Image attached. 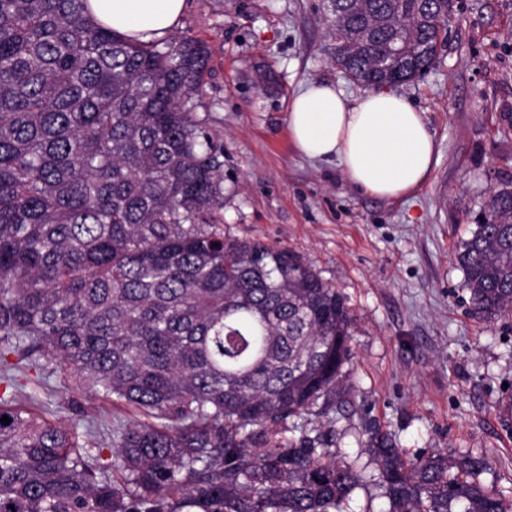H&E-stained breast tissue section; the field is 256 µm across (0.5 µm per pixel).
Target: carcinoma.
Returning a JSON list of instances; mask_svg holds the SVG:
<instances>
[{
  "label": "carcinoma",
  "instance_id": "carcinoma-1",
  "mask_svg": "<svg viewBox=\"0 0 512 512\" xmlns=\"http://www.w3.org/2000/svg\"><path fill=\"white\" fill-rule=\"evenodd\" d=\"M336 63L411 80L454 0H332ZM211 51L148 45L88 0H0V512H345L360 473L313 426L350 359L343 296L311 263L224 235L222 163L194 119ZM472 314L512 315V181L458 253ZM16 361L8 360L9 356ZM125 406L90 427L18 403L17 371ZM387 512H512L482 457L410 456L375 431Z\"/></svg>",
  "mask_w": 512,
  "mask_h": 512
}]
</instances>
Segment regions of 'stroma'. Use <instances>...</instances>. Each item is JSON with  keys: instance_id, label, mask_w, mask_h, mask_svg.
<instances>
[{"instance_id": "35a3bbf8", "label": "stroma", "mask_w": 512, "mask_h": 512, "mask_svg": "<svg viewBox=\"0 0 512 512\" xmlns=\"http://www.w3.org/2000/svg\"><path fill=\"white\" fill-rule=\"evenodd\" d=\"M332 18L329 0H186L179 33L212 51L194 112L223 164L224 232L309 259L347 302L334 442L367 484L347 512L387 507L368 493L378 470L362 448L374 430L412 454L483 457L482 482L512 501V316H472L457 261L491 192L512 180V0H460L433 69L398 86L439 156L399 200L360 193L335 162L292 143L301 86L364 92L336 65ZM51 388L63 418L94 421L110 460L122 409Z\"/></svg>"}]
</instances>
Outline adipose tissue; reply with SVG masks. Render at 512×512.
Listing matches in <instances>:
<instances>
[{"label":"adipose tissue","mask_w":512,"mask_h":512,"mask_svg":"<svg viewBox=\"0 0 512 512\" xmlns=\"http://www.w3.org/2000/svg\"><path fill=\"white\" fill-rule=\"evenodd\" d=\"M88 8L96 24L152 43L179 26L185 0H88ZM288 129L302 155L336 161L357 190L376 198L406 197L437 161L423 113L390 90L351 101L337 86L310 83L292 100Z\"/></svg>","instance_id":"1"}]
</instances>
